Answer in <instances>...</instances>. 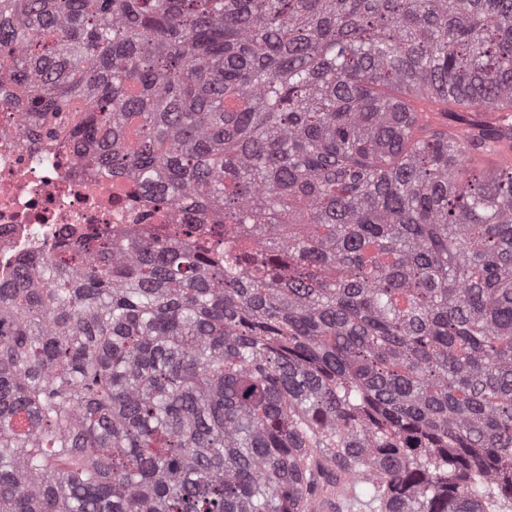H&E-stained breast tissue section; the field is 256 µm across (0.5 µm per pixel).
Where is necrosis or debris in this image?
Masks as SVG:
<instances>
[{
	"label": "necrosis or debris",
	"mask_w": 512,
	"mask_h": 512,
	"mask_svg": "<svg viewBox=\"0 0 512 512\" xmlns=\"http://www.w3.org/2000/svg\"><path fill=\"white\" fill-rule=\"evenodd\" d=\"M187 211L152 203L127 177L84 162L68 139L36 140L0 95V281L79 236L163 235Z\"/></svg>",
	"instance_id": "1"
}]
</instances>
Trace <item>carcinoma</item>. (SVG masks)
Returning a JSON list of instances; mask_svg holds the SVG:
<instances>
[{"label":"carcinoma","instance_id":"carcinoma-1","mask_svg":"<svg viewBox=\"0 0 512 512\" xmlns=\"http://www.w3.org/2000/svg\"><path fill=\"white\" fill-rule=\"evenodd\" d=\"M33 135L187 208L0 284V512L512 508V0H0Z\"/></svg>","mask_w":512,"mask_h":512}]
</instances>
